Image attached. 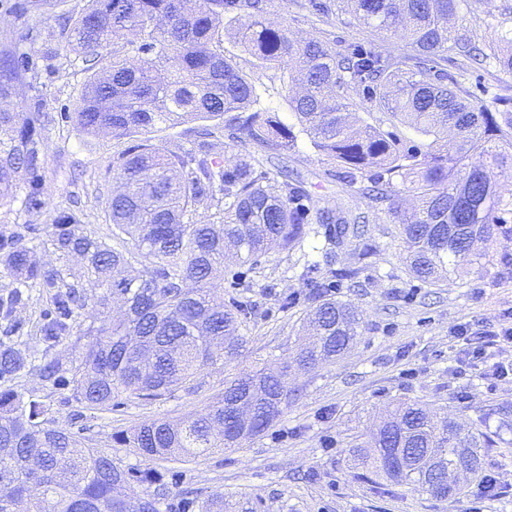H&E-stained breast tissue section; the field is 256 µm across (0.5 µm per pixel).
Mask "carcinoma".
Listing matches in <instances>:
<instances>
[{"label":"carcinoma","mask_w":512,"mask_h":512,"mask_svg":"<svg viewBox=\"0 0 512 512\" xmlns=\"http://www.w3.org/2000/svg\"><path fill=\"white\" fill-rule=\"evenodd\" d=\"M348 2L355 20L372 32L403 27L411 53L393 56L372 38L349 42L340 55L318 37L297 40L269 21L285 0H86L61 32L32 30L0 52V100L16 94L21 73H31L33 82L41 78L28 43L41 42L46 60L74 53L86 75L72 112H41L37 103L32 112L0 108V206L47 207L41 168L48 126L66 122L85 136L127 141L112 159L115 187L106 209L112 235L129 239L133 250L109 247L73 211L42 228L16 224L0 233V273L11 278L0 294V332L21 334L17 313L35 290L45 301L39 333L47 347L76 337L75 359L49 360L43 379L71 387L73 399L93 409H108L119 398L151 401L191 390L206 368L232 364L249 343L250 304L212 296L226 250L251 268L270 250L301 243L311 224L338 247L363 234L357 219L317 207L288 170L273 181L260 161L225 157L224 141L210 132L192 150L169 152L147 137L162 128L213 121L233 139L283 152L306 135L338 179L350 186L366 181L368 198L388 204L405 264L421 285L485 257L475 243L489 241L512 213V195L504 196L496 179L512 168V99L461 96L443 63L454 55L512 73V53L502 52L512 46V29L490 27L477 41L452 28L467 0ZM230 30L233 47L252 58L249 72L225 46ZM268 72L279 82L276 92L292 125L262 103ZM350 92L364 109H386L388 127L351 111ZM402 126L424 140L406 137ZM201 208L211 212V222L197 220ZM38 238L59 260L80 258V273L39 264L31 246ZM139 256L150 264L133 274ZM313 273L303 275L311 336L294 356L302 370L335 360L360 336L355 312L332 295L338 284ZM115 299L124 305L117 318ZM30 370L26 354L0 342V381ZM289 399L288 367L240 372L188 420L157 419L112 440L149 460L240 447L263 435ZM51 414L50 406L16 388L0 389V512H26L33 486L40 488L39 512H124L120 493L132 481L143 487L140 512H253L249 502L222 492L177 499L156 470L124 465ZM490 443L443 412L403 401L354 447L365 476L447 500L458 490L448 476L461 468L479 474L481 451Z\"/></svg>","instance_id":"obj_1"}]
</instances>
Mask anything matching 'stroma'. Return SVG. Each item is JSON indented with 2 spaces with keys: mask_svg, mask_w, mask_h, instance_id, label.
<instances>
[{
  "mask_svg": "<svg viewBox=\"0 0 512 512\" xmlns=\"http://www.w3.org/2000/svg\"><path fill=\"white\" fill-rule=\"evenodd\" d=\"M14 2L0 0V45L32 29L58 26L62 14L85 4L62 0L58 7L23 14L14 10ZM271 20L287 26L294 38L315 36L338 48L367 35L348 11L321 18L309 11L307 0H288ZM491 22L512 28V0H469L464 28L480 36ZM84 81L79 67L60 58L54 72L42 75L37 84L19 82L14 100L26 105L40 101L45 112H71L79 104ZM43 141L41 174L48 206L33 214L17 206L1 207L0 228L49 224L70 208L102 241L125 249V242L112 235L105 208L112 159L125 149V141L84 136L66 124L47 129ZM282 159L319 207L366 217V233L329 257L320 237L315 246L272 253L243 273L237 265H226L225 279L216 285L218 297H234L253 308L250 342L238 362L205 369L200 388L192 392L178 390L157 401L132 399L110 409H89L72 400L69 388L42 380L36 370L44 356L68 358L71 344L45 347L36 333L43 303L35 295L21 313L25 333L14 339L16 348L31 351L35 367L21 378V389L50 405L58 424L86 428L94 447L108 450L117 432L204 408L238 372L289 361L302 341L300 324L308 310L300 274L304 264L315 262L321 276L343 275L336 297L360 318L358 343L335 362L293 374L294 395L287 412L261 437L232 451L153 464L164 477L174 478V492L205 496L220 491L249 501L255 512H468L477 485L473 479L457 498L440 501L383 479L362 478L352 445L378 422L388 403L407 398L444 408L465 429L479 415H488L486 431L494 443L482 451L483 470L495 474L503 492L485 499L480 508L512 512V429H499L497 416L498 410L512 411V379L492 386L474 371H459L452 337L464 324L512 325V214L496 230L486 258L463 266L446 282L418 288L401 259L404 243L386 206L374 205L357 188L336 180L334 166L306 138H299ZM238 276L244 287H234ZM291 293L300 295V302L283 307V298Z\"/></svg>",
  "mask_w": 512,
  "mask_h": 512,
  "instance_id": "1",
  "label": "stroma"
}]
</instances>
